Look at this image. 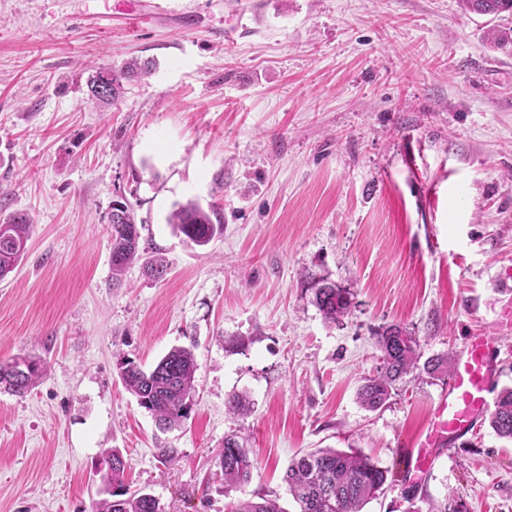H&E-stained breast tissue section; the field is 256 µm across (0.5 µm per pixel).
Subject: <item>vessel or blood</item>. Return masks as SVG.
<instances>
[{"label":"vessel or blood","instance_id":"obj_1","mask_svg":"<svg viewBox=\"0 0 512 512\" xmlns=\"http://www.w3.org/2000/svg\"><path fill=\"white\" fill-rule=\"evenodd\" d=\"M494 349V337L480 333L469 336L457 352L448 387L433 413L432 427L409 461L410 476L424 473L433 452L467 434L488 407L498 377Z\"/></svg>","mask_w":512,"mask_h":512}]
</instances>
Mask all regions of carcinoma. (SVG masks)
<instances>
[{"instance_id": "cac0c4a2", "label": "carcinoma", "mask_w": 512, "mask_h": 512, "mask_svg": "<svg viewBox=\"0 0 512 512\" xmlns=\"http://www.w3.org/2000/svg\"><path fill=\"white\" fill-rule=\"evenodd\" d=\"M461 7L482 15L512 12V0H461ZM494 50H512V29L494 28L488 33ZM148 61L132 60L119 72L98 66L88 79L90 97L112 102L120 94L123 81L134 75L151 73ZM172 230L188 242L205 247L224 233V209L216 204L203 208L189 201L179 205L167 219ZM112 239V287L121 285V278L135 258L140 256V231L134 208L123 195L112 201L109 216ZM31 232V220L15 213L0 223V270L9 272L22 261ZM307 289L323 318L338 323L351 311L353 293L327 281L325 277H307ZM380 365L377 373L363 380L357 391L361 406L374 411L387 404L396 383L417 368L419 342L405 328L391 324L376 332ZM196 359L187 347L168 351L155 366L123 360L119 363L120 378L135 396L138 405L155 419L159 428L170 430L190 416ZM46 375L41 357L26 353L0 364V391L24 398ZM489 425L494 433L512 441V387H504L494 402ZM112 467L103 476L101 493L95 512H160L158 500L142 490L127 486L123 454L112 448L103 454ZM218 465L224 477V488H240L253 478L255 462L247 441L237 435L224 437ZM390 470L373 458L351 448H315L294 456L288 464L283 481L298 505V512H363V508L385 489ZM231 512H283L276 500L259 496L239 501Z\"/></svg>"}]
</instances>
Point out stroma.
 Masks as SVG:
<instances>
[{"instance_id":"1","label":"stroma","mask_w":512,"mask_h":512,"mask_svg":"<svg viewBox=\"0 0 512 512\" xmlns=\"http://www.w3.org/2000/svg\"><path fill=\"white\" fill-rule=\"evenodd\" d=\"M492 26L512 14L459 0H0V213L32 220L0 280V362L47 364L27 397L0 392V512H93L108 448L161 512H230L242 495L297 512L282 476L315 448L392 471L364 512H406L410 494L422 512H512V442L488 418L421 481L405 474L448 375L415 369L375 411L356 398L389 324L424 361L489 333L512 386V52L488 47ZM132 59L151 75L89 99L94 66ZM120 193L164 278L137 261L113 287ZM190 200L224 207L203 248L167 222ZM310 272L352 289L341 322L313 304ZM175 347L194 352L196 393L164 432L118 364ZM238 393L250 413L227 411ZM231 434L257 458L240 493L216 464ZM163 445L181 451L166 466Z\"/></svg>"}]
</instances>
